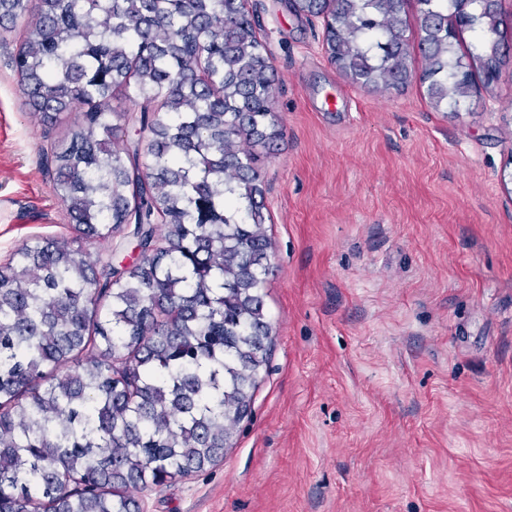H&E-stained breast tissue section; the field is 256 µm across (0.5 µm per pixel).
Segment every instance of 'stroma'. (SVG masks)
Here are the masks:
<instances>
[{
	"label": "stroma",
	"mask_w": 512,
	"mask_h": 512,
	"mask_svg": "<svg viewBox=\"0 0 512 512\" xmlns=\"http://www.w3.org/2000/svg\"><path fill=\"white\" fill-rule=\"evenodd\" d=\"M278 76L260 157L271 325L251 413L222 462L140 495L141 512H512V0L497 80L434 106L416 78L340 73L322 19L248 0ZM0 35V262L74 231L51 147L76 115L28 110Z\"/></svg>",
	"instance_id": "1"
}]
</instances>
